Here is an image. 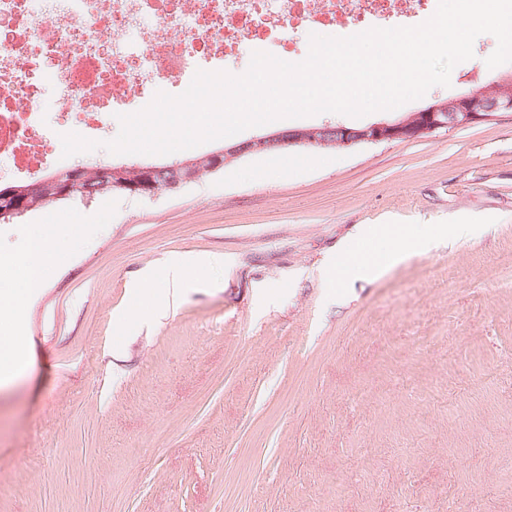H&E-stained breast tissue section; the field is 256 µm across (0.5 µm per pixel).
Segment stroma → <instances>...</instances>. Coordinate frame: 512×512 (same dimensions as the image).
Listing matches in <instances>:
<instances>
[{"label": "stroma", "mask_w": 512, "mask_h": 512, "mask_svg": "<svg viewBox=\"0 0 512 512\" xmlns=\"http://www.w3.org/2000/svg\"><path fill=\"white\" fill-rule=\"evenodd\" d=\"M496 47L478 36L450 86L389 115L512 76L487 67ZM38 224L55 260L0 314L29 360L0 385V512H512V112L49 206L0 223L1 285L20 289ZM380 224L470 230L328 288L337 251ZM175 256L210 262L130 317Z\"/></svg>", "instance_id": "obj_1"}]
</instances>
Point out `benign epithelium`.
Masks as SVG:
<instances>
[{"label": "benign epithelium", "instance_id": "obj_1", "mask_svg": "<svg viewBox=\"0 0 512 512\" xmlns=\"http://www.w3.org/2000/svg\"><path fill=\"white\" fill-rule=\"evenodd\" d=\"M512 112V91L506 88L471 91L450 97L403 118L352 127L323 124L292 128L227 145L200 159H185L170 165L75 166L39 178L24 186L0 193V221H10L32 212L42 200L80 198L89 201L98 193L151 198L163 190L197 182L203 174L220 171L230 162L248 155L290 147L318 146L348 148L360 144L404 142L440 129L464 128L483 121L496 112Z\"/></svg>", "mask_w": 512, "mask_h": 512}]
</instances>
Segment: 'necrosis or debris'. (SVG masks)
Wrapping results in <instances>:
<instances>
[{"instance_id":"necrosis-or-debris-1","label":"necrosis or debris","mask_w":512,"mask_h":512,"mask_svg":"<svg viewBox=\"0 0 512 512\" xmlns=\"http://www.w3.org/2000/svg\"><path fill=\"white\" fill-rule=\"evenodd\" d=\"M438 0H0V157L18 178L58 164L50 102L88 133L156 91H185L242 45L278 58L307 23L353 32L410 27Z\"/></svg>"}]
</instances>
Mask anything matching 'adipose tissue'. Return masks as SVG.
I'll return each mask as SVG.
<instances>
[{
    "label": "adipose tissue",
    "mask_w": 512,
    "mask_h": 512,
    "mask_svg": "<svg viewBox=\"0 0 512 512\" xmlns=\"http://www.w3.org/2000/svg\"><path fill=\"white\" fill-rule=\"evenodd\" d=\"M48 225H36L25 248V288L34 291L40 287L52 258L45 247ZM376 245L362 242L348 244L336 255L327 275L331 287H342L353 277L380 275L386 267L401 259L405 252L426 249L428 238L406 224H388L377 228Z\"/></svg>",
    "instance_id": "ef3b65f1"
}]
</instances>
